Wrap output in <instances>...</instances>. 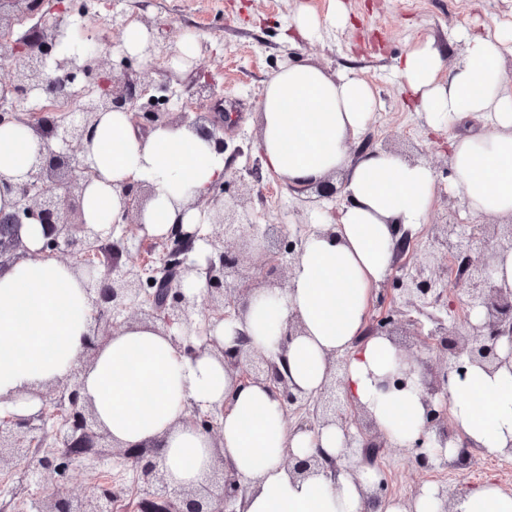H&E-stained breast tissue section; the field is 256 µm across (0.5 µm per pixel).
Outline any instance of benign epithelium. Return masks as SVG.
<instances>
[{
  "mask_svg": "<svg viewBox=\"0 0 512 512\" xmlns=\"http://www.w3.org/2000/svg\"><path fill=\"white\" fill-rule=\"evenodd\" d=\"M45 0H0V34L8 41L0 51V89L12 94L10 102L0 103V125L19 123L43 137H53L57 149L40 153L20 182L15 184L18 201L13 211H0V267L19 257L26 250L20 237L25 224L43 226L44 238L40 253L45 257L79 258L80 269L90 274L101 264L107 265L106 284L94 291V324L90 346L85 360L94 355L97 338L109 337L127 323L123 314L128 311L140 319L159 323L165 329L174 326L190 327L204 316L206 320L221 321L235 314L243 318L250 304L252 292L262 284L263 273L274 274L282 268H292L303 239L299 238L288 249V264L281 258L283 227L266 225L261 236L248 237L242 221L249 217L245 210L248 200L261 182L259 172L248 171L251 179L238 177L233 198L243 210L238 212L223 204L224 181L210 186L207 194L188 204L208 215L210 226L216 232L206 237L209 255L205 267L192 258L195 242L201 238L200 228L186 230L178 224L170 233L157 239L162 253L154 259L141 249L129 244L127 233L143 229L142 212L151 195L149 185L129 180L122 185L125 224L121 237L113 240L116 225L97 228L85 222L77 201L83 197L92 171L78 166L76 152H82L90 130L103 112L122 111L130 116L135 127L148 132L161 125L175 122L188 124L203 131L214 150L224 154V127L213 121L212 127L202 126L203 113L189 117L179 110V120H171V97L162 102L144 103L150 92L142 82L143 64L125 53L114 59L110 50H101L95 43L84 42L79 49L66 52L60 36L64 29L83 28L85 7L74 11L58 2L43 12ZM27 19L35 20L29 29H21ZM144 55L152 62L171 60L175 55L171 45L156 37L147 44ZM215 94V84L205 77L196 80L190 97L195 100ZM430 250L426 261L407 271L405 257L413 237L403 236L396 247L392 283L396 284L399 299L415 311L426 314L449 292L446 279L448 263L457 265V280L464 284L462 309L466 311L462 330L438 323L419 344L429 351H438V361L428 367V376L419 380L422 399L427 408L426 431L415 443L420 452L414 464L421 470L448 466L446 444L455 440L454 430L448 427V408H435L433 400L441 395L451 375L465 378V365H478L493 374L502 368L512 369V289L498 286L493 267L498 252L512 249V217L503 224L470 225L449 215L448 222L433 224L428 234ZM259 251L263 264L255 267L245 264V254ZM204 273L206 292L198 297L184 290L183 283L191 275ZM481 312L474 322L471 313ZM373 336L390 338L401 352L402 363L379 387L385 391L403 390L413 381L419 356L409 352L408 345L398 339L399 332L390 316H383L365 330L362 340ZM184 350L189 355L209 351L224 360V368L231 374L239 373L243 383L263 384L279 396L282 404L310 408L309 417L298 428L316 431L328 425L344 428L346 440L341 457H357L361 463L374 466L388 441L379 430L372 413L364 406H356L344 394L347 360L330 356L329 379L319 394L305 398L293 391L288 373L281 360L251 346V338L244 331L234 337L232 344L224 345L215 339L195 348L188 343ZM82 368H74L69 377L56 382L61 395L52 415L60 418L55 433L56 451L37 459V467L52 472L61 484L55 495L46 499L40 512H114L120 496L112 485H98L99 494L93 500L82 501L66 496L64 484L74 462L97 442L107 443L112 455L132 464L137 500L125 509L136 512H226L232 498L238 494L233 471L224 466L213 471L221 477L220 492H209L203 486L175 488L163 469L161 456L150 448H124L112 441L105 430L94 429L91 408L83 402L78 381ZM45 444L32 426L31 419L12 414L0 417V467L16 458H26L33 449ZM285 464L292 474L305 479L319 473L336 472V462L316 452L304 459L287 455Z\"/></svg>",
  "mask_w": 512,
  "mask_h": 512,
  "instance_id": "obj_1",
  "label": "benign epithelium"
}]
</instances>
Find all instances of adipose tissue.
<instances>
[{"label": "adipose tissue", "instance_id": "obj_1", "mask_svg": "<svg viewBox=\"0 0 512 512\" xmlns=\"http://www.w3.org/2000/svg\"><path fill=\"white\" fill-rule=\"evenodd\" d=\"M455 38L465 46L455 66H447L444 52L428 39L401 58L396 77L417 100L429 128L453 130L451 190L465 214L512 215V78L501 67L512 43L486 26L459 28ZM372 104L366 81L334 76L314 64L285 67L267 83L259 141L267 168L291 185L345 171V203L335 220L308 235L286 290L257 291L244 318L211 324L209 335L228 344L241 328L254 349L274 353L289 318L299 316L304 332L286 352L292 383L302 395H317L327 379L328 356H346L351 402L373 412L390 444L407 448L426 425L420 389L380 390L399 352L390 340L363 334L374 289L391 269L399 230L426 223L435 178L426 163L382 150L350 157L348 144L371 123ZM479 112L486 130L455 133L458 122ZM46 148L27 126H0V175L6 179L0 210L11 211L17 201L9 181ZM81 162L94 172L82 199L85 222L120 220L121 186L139 180L153 188L142 216L150 236L167 235L176 224L206 223V214L188 202L224 173L223 156L196 130L158 127L140 138L128 114L118 111L102 115ZM21 237L27 253L0 268V397L6 412H38L44 387L79 364L81 394L101 429L127 448L158 444L171 484H205L225 459L241 486L237 512H367L376 470L344 461L336 479L296 480L284 465L289 454L301 459L319 450L337 456L344 442L340 428L296 430L267 387L236 381L210 354L186 356L159 326H123L85 360L91 279L69 263L39 256L42 225H24ZM447 393L457 433L485 454L502 456L512 445V371L469 367L465 378H449ZM217 407L224 414L216 444L193 426L188 412ZM453 508L512 512V494L488 481L456 495Z\"/></svg>", "mask_w": 512, "mask_h": 512}]
</instances>
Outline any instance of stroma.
I'll return each instance as SVG.
<instances>
[{
    "instance_id": "obj_1",
    "label": "stroma",
    "mask_w": 512,
    "mask_h": 512,
    "mask_svg": "<svg viewBox=\"0 0 512 512\" xmlns=\"http://www.w3.org/2000/svg\"><path fill=\"white\" fill-rule=\"evenodd\" d=\"M348 18L345 25L324 30L320 38L290 43L287 28L295 15L308 8L326 14L329 0H98L95 15L85 17L87 30L112 13L132 15L160 29L170 44L191 36L201 49L193 69L165 63L144 67L142 80L169 84L176 97L187 98L191 70L208 74L215 95L205 106L224 123L229 171H244L260 159L258 112L268 80L287 63L311 61L330 71H352L367 80L376 96L375 117L365 131L373 149L395 147L404 158L427 162L434 171V203L428 221L446 222L449 210L461 201L448 189L454 174L448 157V136L429 132L409 96L401 89L393 67L415 44L433 39L454 58L464 50L453 37L461 26H501L512 30V0H340ZM262 193L248 210L253 221L247 234L278 224L290 235L305 234L316 223L326 199L315 193L296 198L286 184L264 174ZM112 451L98 449L75 463L66 485L51 473H37L31 459L23 458L0 468V512H38L42 499L57 488L71 497L90 500L97 492V477L115 488L133 489L130 466L112 463ZM411 448H386L380 470L387 481L386 496L406 500L418 487L436 484L457 495L486 480L512 491V460H500L473 451L469 466L434 471L415 468Z\"/></svg>"
}]
</instances>
